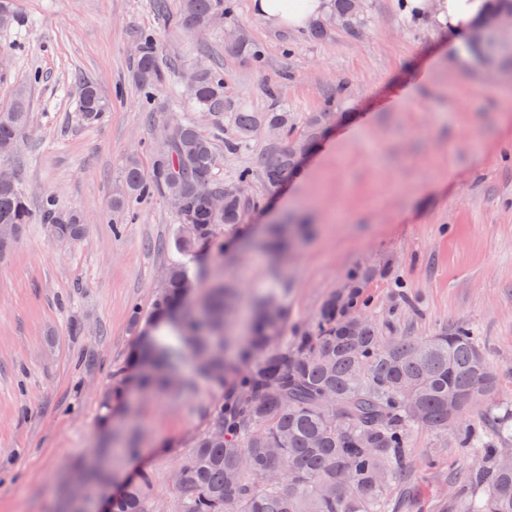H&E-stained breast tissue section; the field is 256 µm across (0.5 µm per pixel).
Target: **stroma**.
I'll return each mask as SVG.
<instances>
[{
    "label": "stroma",
    "instance_id": "stroma-1",
    "mask_svg": "<svg viewBox=\"0 0 512 512\" xmlns=\"http://www.w3.org/2000/svg\"><path fill=\"white\" fill-rule=\"evenodd\" d=\"M151 0H12L15 23L0 27V109L18 88L30 122L8 167L38 208L42 196L79 213L82 240L61 243L45 224L26 225L0 255V512H63L71 467L111 442L101 397L123 370L136 335L129 309H150L178 232L166 198L112 231V197L129 158L149 170L163 115L148 119L132 75L139 37L152 36L162 63L176 62L157 95L189 110L179 92L197 61L224 70L236 106L268 109V88L303 116L338 93L336 116L311 148L302 175L268 191L254 180L245 223L198 247V290L223 277L242 292L238 335L250 332L255 299L278 297L291 323L309 321L347 273L375 269L367 293L383 322L426 337L452 324L480 336L497 374L494 395L512 401V67L496 58L448 53L447 32L409 18L399 0H361L354 25L325 20L326 35L274 28L252 0L203 30L181 21V0L157 15ZM264 51L254 63L236 48ZM88 80L112 110L86 124L79 85ZM312 225L281 257L264 247L268 225ZM191 392L135 393L141 454L124 474L152 473L156 494L190 436L206 424L219 391L185 366ZM407 468L391 489L407 512H457L466 473L480 464L454 436L409 437Z\"/></svg>",
    "mask_w": 512,
    "mask_h": 512
}]
</instances>
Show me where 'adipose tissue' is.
<instances>
[{
    "instance_id": "obj_1",
    "label": "adipose tissue",
    "mask_w": 512,
    "mask_h": 512,
    "mask_svg": "<svg viewBox=\"0 0 512 512\" xmlns=\"http://www.w3.org/2000/svg\"><path fill=\"white\" fill-rule=\"evenodd\" d=\"M412 18L427 19L465 45L472 31L488 14V0H402ZM255 14L275 27L303 29L327 17L332 0H253Z\"/></svg>"
}]
</instances>
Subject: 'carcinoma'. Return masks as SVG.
Here are the masks:
<instances>
[{
  "instance_id": "1",
  "label": "carcinoma",
  "mask_w": 512,
  "mask_h": 512,
  "mask_svg": "<svg viewBox=\"0 0 512 512\" xmlns=\"http://www.w3.org/2000/svg\"><path fill=\"white\" fill-rule=\"evenodd\" d=\"M230 13L231 0H183L181 18L187 29L202 31ZM194 72V82L184 88L194 110L215 125L227 119L233 128L224 152L244 150L261 128H277L283 140L263 145L259 172L244 168L226 183L217 174L214 140L200 131L193 115L171 113L165 120L171 145L154 152L149 172L133 159L127 162L112 200L113 228L138 204L182 196L185 207L175 219L184 256L217 240L224 227L244 222L253 202L233 189H246L258 177L272 191L294 178L299 165L290 146L309 147L332 116L307 112L298 123L273 89L267 111L249 112L224 97L220 67L199 63ZM134 76L146 101H155L167 74L149 36L140 39ZM110 110L99 88L83 82V120L98 123ZM28 123V95L19 89L12 106L0 111V146H17ZM39 219L60 241L75 243L86 232L78 214L51 196L42 199ZM33 220L16 175L0 171V225L10 224L19 234ZM301 232L291 225L270 229L269 250L279 253ZM371 278L369 269L351 271L343 298L330 295L302 327L288 324L280 300L261 298L253 304L251 334L239 338L232 332L238 288L218 284L192 305L189 265L169 262L151 311L135 307L131 313L140 334L129 359L134 381L145 392L179 394L191 385L183 375L191 361L221 396L173 472L171 500L154 495L153 476L142 470L123 482L110 512H153L156 504L164 512H395L388 490L404 471L408 437L418 429L451 431L463 448L472 447L482 430L486 441L476 452L485 465L468 472L477 492L464 498L459 510L512 512V468L499 467L504 447L512 444V403L473 395L480 377L495 384L480 337L462 324L433 336L398 335L374 314L366 295ZM128 386L125 372L112 379L102 396L104 425L112 424L115 409L131 411ZM453 398L466 401L462 415H474L472 423L448 421ZM136 452L131 441L101 449L98 457L109 459L110 467L79 470L74 478L81 491L103 484Z\"/></svg>"
}]
</instances>
